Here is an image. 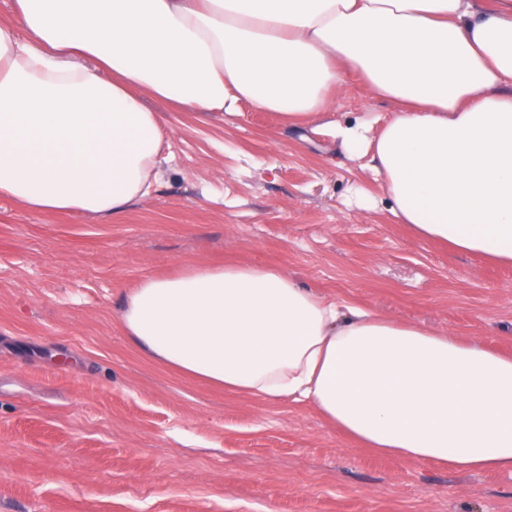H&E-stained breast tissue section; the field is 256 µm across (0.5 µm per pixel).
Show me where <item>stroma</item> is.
<instances>
[{
    "instance_id": "obj_1",
    "label": "stroma",
    "mask_w": 512,
    "mask_h": 512,
    "mask_svg": "<svg viewBox=\"0 0 512 512\" xmlns=\"http://www.w3.org/2000/svg\"><path fill=\"white\" fill-rule=\"evenodd\" d=\"M166 111L149 197L120 222L0 198V512H512V474L355 447L309 405L242 398L125 335L139 278L269 267L512 354V265L420 237L331 122L389 117L356 75L327 126Z\"/></svg>"
}]
</instances>
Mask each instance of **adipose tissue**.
<instances>
[{
  "label": "adipose tissue",
  "instance_id": "1",
  "mask_svg": "<svg viewBox=\"0 0 512 512\" xmlns=\"http://www.w3.org/2000/svg\"><path fill=\"white\" fill-rule=\"evenodd\" d=\"M0 22V196L117 219L145 201L163 113L289 123L353 72L394 107L334 124L399 223L512 265V0H15ZM124 331L157 364L260 401L313 406L358 446L512 472V356L302 287L183 266L128 289Z\"/></svg>",
  "mask_w": 512,
  "mask_h": 512
}]
</instances>
